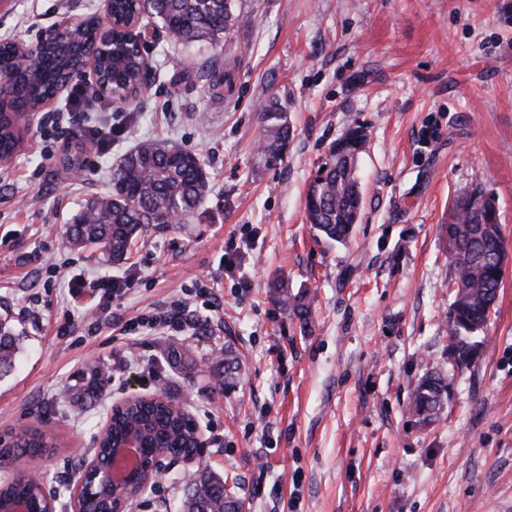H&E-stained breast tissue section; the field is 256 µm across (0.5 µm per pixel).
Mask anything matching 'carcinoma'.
I'll return each instance as SVG.
<instances>
[{
	"mask_svg": "<svg viewBox=\"0 0 512 512\" xmlns=\"http://www.w3.org/2000/svg\"><path fill=\"white\" fill-rule=\"evenodd\" d=\"M156 18L165 34L181 44L199 41L218 43L241 25L243 15L235 0H112L110 36L97 54L99 85L112 100L130 104L146 89L147 72L141 47L129 27L142 15ZM101 23L95 19L66 31H55L31 52L26 68L17 62L20 47L0 43V76L9 83L0 88V158H9L19 148L21 130L15 124L20 112L36 109L54 98L67 77L89 59ZM261 137L258 159L266 165L283 158L290 128L285 112L273 103L260 113ZM369 141L367 129L356 126L338 138L330 149L324 170L318 171L305 196L307 219L324 238L345 242L358 222L361 191L358 162ZM208 194V177L199 159L188 149L143 142L124 156L112 170V192L93 199L65 226L63 238L70 246L95 245L120 262L142 229L162 226L164 214L176 212L188 220ZM479 186L459 192L452 202V214L442 225L448 260L455 277L449 284L452 301L448 309V351L456 353V369L476 363L483 350L480 333L493 309L502 284V270L495 249L505 243L498 210L486 199ZM306 293L291 295L284 280L274 284L273 300L288 315L299 319L300 331L309 326L310 302ZM20 349V334L9 323L0 322V374L10 371ZM240 361L232 354L224 357V387L230 388L241 375ZM453 374L435 371L422 376L414 385L408 413L422 425L438 418L448 404V387ZM111 377L94 370L86 381L67 391L66 398L84 402L105 390ZM140 437L142 453L151 455L165 448L172 456L186 457L196 449L197 424L194 418L160 399L126 406L112 415L100 439L102 453L123 447L131 434ZM47 447L45 434L38 428L17 438L18 454ZM236 479H224L205 470L185 481L182 512H238L240 498ZM22 503L28 512H44L45 499L40 486L21 480L0 485V512H11Z\"/></svg>",
	"mask_w": 512,
	"mask_h": 512,
	"instance_id": "cac0c4a2",
	"label": "carcinoma"
}]
</instances>
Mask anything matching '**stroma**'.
Segmentation results:
<instances>
[{
    "label": "stroma",
    "instance_id": "obj_1",
    "mask_svg": "<svg viewBox=\"0 0 512 512\" xmlns=\"http://www.w3.org/2000/svg\"><path fill=\"white\" fill-rule=\"evenodd\" d=\"M246 21L218 44H168L138 24L156 68L137 101L100 93L112 144L56 98L22 123L23 143L0 165V314L22 336L0 375V436L50 428L33 459L70 512L69 487L113 402L160 390L199 424L211 471L240 483L246 512H512V0H236ZM106 19L104 0H0V40L25 48L65 18ZM224 62L211 89L203 61ZM286 112L281 161L255 162L259 113ZM369 131L359 161L362 210L347 244L319 238L304 202L331 144ZM82 138V179L61 161ZM191 150L210 181L184 224L150 227L112 264L73 249L63 229L112 191V166L134 145ZM480 185L496 201L506 246L503 280L471 367L429 427L406 408L415 382L448 369V262L441 226L454 195ZM233 264L225 266V251ZM83 275L133 279L131 289L70 295ZM310 291L312 331L281 311L271 283ZM190 303L206 325L155 336L114 325ZM190 348L184 376L168 352ZM232 349L234 387L208 370ZM112 377L95 403L62 392L95 368ZM188 466L172 464L130 512H179Z\"/></svg>",
    "mask_w": 512,
    "mask_h": 512
}]
</instances>
